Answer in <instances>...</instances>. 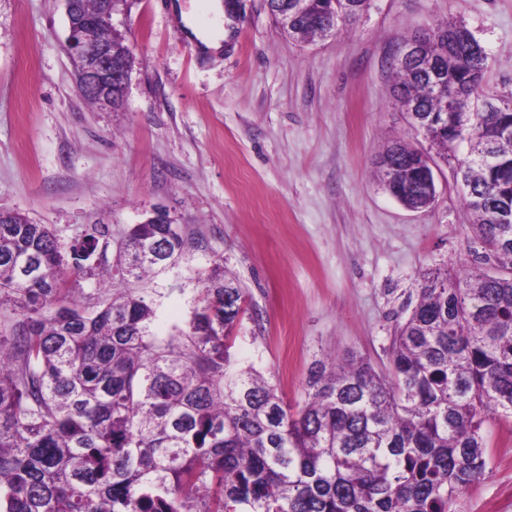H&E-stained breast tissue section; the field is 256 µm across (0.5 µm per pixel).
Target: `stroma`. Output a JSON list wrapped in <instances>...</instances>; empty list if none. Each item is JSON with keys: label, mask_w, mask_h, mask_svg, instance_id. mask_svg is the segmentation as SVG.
I'll return each mask as SVG.
<instances>
[{"label": "stroma", "mask_w": 512, "mask_h": 512, "mask_svg": "<svg viewBox=\"0 0 512 512\" xmlns=\"http://www.w3.org/2000/svg\"><path fill=\"white\" fill-rule=\"evenodd\" d=\"M171 0H121L130 47L124 103L79 89L62 0H0V210L50 226L62 246L89 224L113 236L164 213L189 246L146 284L160 318L186 317L215 266L244 288L241 357L260 359L288 403L329 348L381 365L394 317L424 272L478 266L483 249L455 160L437 159V199L406 210L375 161L411 132L390 55L435 24H465L485 48L487 101L512 93V0H370L334 38L291 43L265 0H242L228 50L197 52ZM488 470L452 512H512V419L483 425Z\"/></svg>", "instance_id": "35a3bbf8"}]
</instances>
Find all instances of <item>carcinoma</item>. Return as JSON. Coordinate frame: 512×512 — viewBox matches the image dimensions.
<instances>
[{"label": "carcinoma", "mask_w": 512, "mask_h": 512, "mask_svg": "<svg viewBox=\"0 0 512 512\" xmlns=\"http://www.w3.org/2000/svg\"><path fill=\"white\" fill-rule=\"evenodd\" d=\"M309 43L355 22L367 0H306L310 21L284 22ZM117 55L129 47L110 27ZM463 24L426 35L432 72L393 67L410 128L456 160L474 238L488 271L423 274L396 317L378 371L353 351L311 367L296 411L269 371L233 349L243 291L220 266L189 315L165 328L142 282L187 249L176 224H135L111 241L88 224L69 255L45 224L0 223V512H451L487 469V415L512 418V95L477 109L486 52ZM465 89L443 111L432 83ZM467 155L455 154L459 144ZM424 153L398 139L379 161L397 199L428 206ZM112 250V297L95 310L72 298Z\"/></svg>", "instance_id": "obj_1"}]
</instances>
